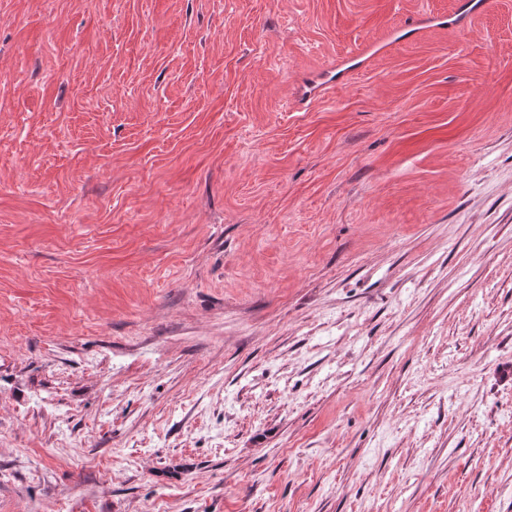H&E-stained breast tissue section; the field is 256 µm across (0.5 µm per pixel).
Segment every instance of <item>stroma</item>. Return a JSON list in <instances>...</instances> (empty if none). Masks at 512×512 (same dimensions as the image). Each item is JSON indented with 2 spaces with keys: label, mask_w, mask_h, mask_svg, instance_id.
I'll list each match as a JSON object with an SVG mask.
<instances>
[{
  "label": "stroma",
  "mask_w": 512,
  "mask_h": 512,
  "mask_svg": "<svg viewBox=\"0 0 512 512\" xmlns=\"http://www.w3.org/2000/svg\"><path fill=\"white\" fill-rule=\"evenodd\" d=\"M456 2L0 0V512H512V0Z\"/></svg>",
  "instance_id": "1"
}]
</instances>
